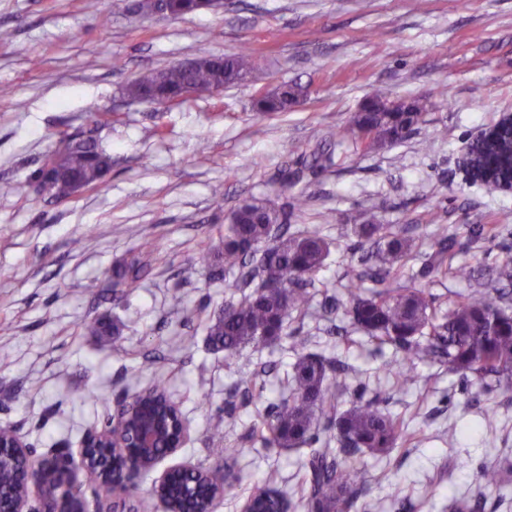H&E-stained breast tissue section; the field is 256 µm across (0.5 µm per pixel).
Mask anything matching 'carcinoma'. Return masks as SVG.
I'll use <instances>...</instances> for the list:
<instances>
[{"mask_svg": "<svg viewBox=\"0 0 512 512\" xmlns=\"http://www.w3.org/2000/svg\"><path fill=\"white\" fill-rule=\"evenodd\" d=\"M168 8L177 17L202 11L205 5L203 0H169ZM253 69L254 58L248 51L201 57L140 75L128 86V94L146 101L159 91L225 88L243 81ZM387 102L385 93L377 91L353 116L351 129L358 133L357 142L365 152L406 138L427 107L426 102L413 100L398 104L392 112L379 111ZM291 105L292 101L276 94L255 100L259 112H285ZM47 158L55 170V177L46 182L51 202L66 199L79 188L101 185L112 168V156L95 127L69 137L63 150L55 149ZM352 230L374 241L375 248L361 254L358 262L363 267L360 277L375 287L348 288L344 300L325 297L323 312L331 314L343 307L351 318L352 328L335 327L338 339H349L354 330L381 345L393 346L397 358L390 368L403 388L417 381L415 365L426 361L477 380L493 375L506 387L512 386V313L503 307L512 300L511 259L495 267L496 286L471 289L441 314L432 294L396 284L414 252L413 238L387 224H354ZM456 245V238L441 230L435 251L425 263L427 273L468 275L465 267L452 266ZM199 252L213 277L233 275L230 287L241 292L239 298L224 304L223 314L208 326L211 345L230 357L249 343L275 344L294 338L288 317L293 312L301 317L311 314L315 277L329 254V244L316 228L292 231L288 210L254 199L228 215L221 249L203 241ZM147 270L148 263L135 257L113 272L112 285L130 295L141 287ZM347 374L346 366L336 359L322 353L302 354L286 376L287 393L270 402L264 412L270 432L264 439L266 447L322 444L302 464L300 502L305 512H350L362 495V478L347 461L364 453L388 455L407 436L404 422L386 412L385 400L377 396L341 409V396L348 390ZM263 389L262 383L244 388L239 406L246 408L262 400ZM151 394L156 411L179 420L181 412L163 384L153 386ZM227 478L221 465L204 468L199 475L180 473L174 482L180 507L191 506L194 498L207 496L217 481ZM475 479L484 487L504 483L500 470L492 465L481 466ZM250 499L252 507L262 512L293 508L285 492L269 486L257 488Z\"/></svg>", "mask_w": 512, "mask_h": 512, "instance_id": "cac0c4a2", "label": "carcinoma"}]
</instances>
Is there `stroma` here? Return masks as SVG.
<instances>
[{
  "instance_id": "35a3bbf8",
  "label": "stroma",
  "mask_w": 512,
  "mask_h": 512,
  "mask_svg": "<svg viewBox=\"0 0 512 512\" xmlns=\"http://www.w3.org/2000/svg\"><path fill=\"white\" fill-rule=\"evenodd\" d=\"M131 2L0 0V427L38 456L73 453L124 396L165 380L190 431L163 467L228 462L236 478L213 510L241 512L248 488L273 479L296 489L306 451L254 441L259 412L231 408L229 390L265 362L287 369L299 352H321L346 360L366 397L382 394L408 428L390 455L357 458L366 491L352 512H451L478 494L485 512H512V483L483 490L473 478L482 465L512 464V389L429 363L397 389L390 346L330 333L349 323L340 310L290 318L301 351L284 340L225 356L205 322L230 293L197 252L202 239L221 244L224 218L243 200L285 207L280 178L300 170L307 203L290 222L321 225L330 254L317 279L329 293L359 283L354 224L406 226L417 252L398 283L428 290L441 310L489 287L490 268L512 258V193H485L463 161L478 131L512 111V0H223L180 17L135 15ZM244 50L254 72L221 94L161 109L126 94L142 73ZM285 83L301 88L298 102L257 114L254 100ZM380 89L428 107L409 137L365 154L348 126ZM92 124L112 155L103 185L45 201L34 171L61 133ZM435 211L458 240L455 264L472 277L422 276ZM472 224L494 230L473 240ZM138 252L151 266L125 297L112 271ZM93 316L115 322L118 335H88L82 324ZM489 412L491 432L482 427ZM218 417L219 450L208 433Z\"/></svg>"
}]
</instances>
